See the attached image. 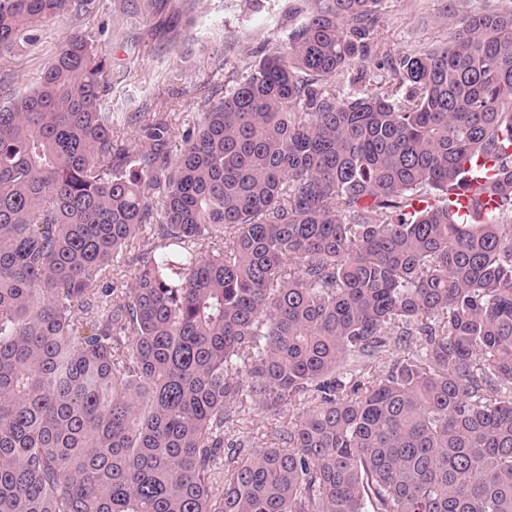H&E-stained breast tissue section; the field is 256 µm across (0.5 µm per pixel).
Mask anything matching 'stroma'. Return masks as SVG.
<instances>
[{"instance_id":"35a3bbf8","label":"stroma","mask_w":512,"mask_h":512,"mask_svg":"<svg viewBox=\"0 0 512 512\" xmlns=\"http://www.w3.org/2000/svg\"><path fill=\"white\" fill-rule=\"evenodd\" d=\"M501 0H383L382 47L391 56L446 45L460 15L500 6ZM306 0H93L84 14L66 12L47 26L34 46L0 55V104L28 92L74 32L89 34L109 72L106 99L116 117L114 133L129 151L147 142L148 112L168 113L173 131L165 150L176 156L183 134L199 122L208 100L223 97L227 71L245 73L300 22ZM389 71L368 64L336 75L342 96L374 91ZM273 416L252 410L231 431L255 446L282 442Z\"/></svg>"}]
</instances>
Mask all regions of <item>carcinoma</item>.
I'll return each instance as SVG.
<instances>
[{
  "label": "carcinoma",
  "instance_id": "obj_1",
  "mask_svg": "<svg viewBox=\"0 0 512 512\" xmlns=\"http://www.w3.org/2000/svg\"><path fill=\"white\" fill-rule=\"evenodd\" d=\"M89 2L0 0V53ZM382 2L308 0L173 160L164 114L113 138L80 32L0 106V512H512V8L341 97ZM391 79V72L379 70L372 64L344 71L334 78L336 89L341 96H357L374 91ZM277 426L278 422L274 420V416L251 409L250 413L243 416V420L234 425L230 438L250 439L254 442L253 446L257 447L286 448L288 444L279 440L274 434Z\"/></svg>",
  "mask_w": 512,
  "mask_h": 512
}]
</instances>
